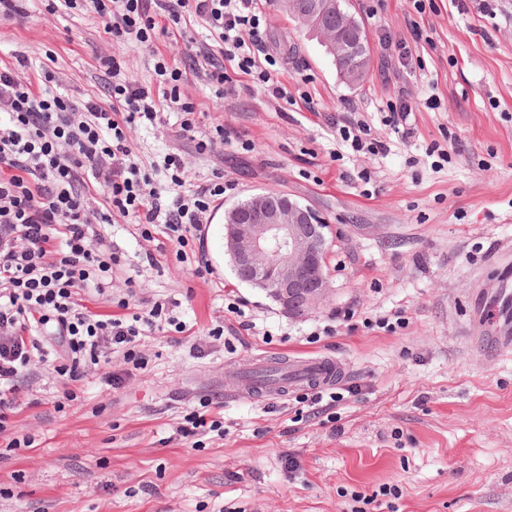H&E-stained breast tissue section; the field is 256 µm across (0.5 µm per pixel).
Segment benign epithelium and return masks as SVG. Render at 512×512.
<instances>
[{
    "instance_id": "1",
    "label": "benign epithelium",
    "mask_w": 512,
    "mask_h": 512,
    "mask_svg": "<svg viewBox=\"0 0 512 512\" xmlns=\"http://www.w3.org/2000/svg\"><path fill=\"white\" fill-rule=\"evenodd\" d=\"M306 23L326 47L340 58L358 50L326 27L324 7L303 6ZM224 221L225 252L234 272L245 282L268 292L291 315L317 309L329 294L324 255L328 241L314 211L286 193L264 191L228 209Z\"/></svg>"
}]
</instances>
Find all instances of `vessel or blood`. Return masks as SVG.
I'll return each mask as SVG.
<instances>
[{
	"label": "vessel or blood",
	"instance_id": "vessel-or-blood-1",
	"mask_svg": "<svg viewBox=\"0 0 512 512\" xmlns=\"http://www.w3.org/2000/svg\"><path fill=\"white\" fill-rule=\"evenodd\" d=\"M347 368L334 358L317 356L295 359L289 364V371L278 380L268 381L252 375L231 374L225 380L226 394H236L241 385H249L259 397L292 396L310 390L330 389L340 384L347 376Z\"/></svg>",
	"mask_w": 512,
	"mask_h": 512
}]
</instances>
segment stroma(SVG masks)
Instances as JSON below:
<instances>
[{"mask_svg":"<svg viewBox=\"0 0 512 512\" xmlns=\"http://www.w3.org/2000/svg\"><path fill=\"white\" fill-rule=\"evenodd\" d=\"M346 3L371 51L358 85L268 0L263 45L284 100L230 62L233 90L216 96L191 59L207 37L197 25L146 48L113 43L62 0L0 16V60L46 65L50 90L78 100L108 96L98 54L148 87L157 56L179 66L198 132L223 126L230 145L198 154L166 121L133 129L130 147L145 166L179 154L188 183L219 172L236 184L208 214L199 259L178 261L126 220L104 226L121 265L87 307L113 314L130 293L187 330L142 338L144 366L121 385L104 382L121 355L86 368L60 411L65 382L32 362L11 415L32 445L0 434V512H512V350L497 349L512 338V0ZM401 98L408 137L385 123ZM375 139L386 153L367 152ZM269 190L310 206L333 241L330 292L304 318L238 282L222 245L221 214ZM201 260L210 275H196ZM313 356L350 371L334 405L224 393L226 371ZM204 401L222 405L223 435L177 436Z\"/></svg>","mask_w":512,"mask_h":512,"instance_id":"35a3bbf8","label":"stroma"}]
</instances>
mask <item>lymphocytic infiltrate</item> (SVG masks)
Returning <instances> with one entry per match:
<instances>
[{"label": "lymphocytic infiltrate", "instance_id": "obj_1", "mask_svg": "<svg viewBox=\"0 0 512 512\" xmlns=\"http://www.w3.org/2000/svg\"><path fill=\"white\" fill-rule=\"evenodd\" d=\"M113 42L152 45L191 21L213 41L204 57L206 78L224 95L225 61L253 82H268L274 58H262V0H90ZM98 68L110 76L109 97L76 102L47 89V68L24 58L0 65V433L20 399L33 359L50 363L58 376L75 377L103 354H121L129 370L142 361L141 338L159 329L162 305L122 315L90 310L83 292L105 294L120 259L100 225L127 218L145 241L155 232L184 258L189 236L206 223L215 199L234 190L223 174L184 187V161L166 155L167 192L142 171L128 146L131 128L175 114L181 131L195 128V111L181 90L182 74L157 59L156 88L127 80L120 59L103 54ZM106 206L92 209L95 194ZM51 326L61 349L48 351L42 326Z\"/></svg>", "mask_w": 512, "mask_h": 512}]
</instances>
